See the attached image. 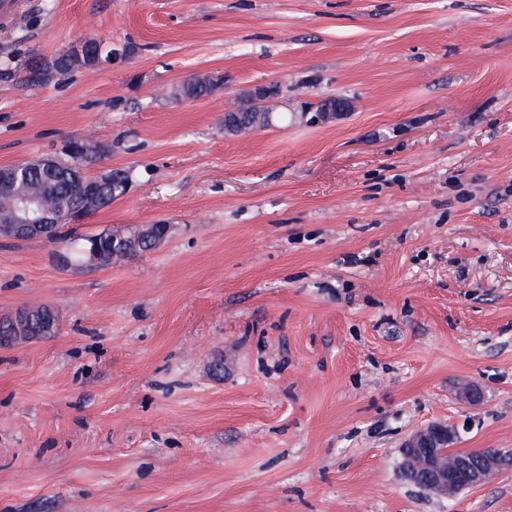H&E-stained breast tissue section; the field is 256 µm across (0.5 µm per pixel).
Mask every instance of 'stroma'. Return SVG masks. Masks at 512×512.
I'll return each instance as SVG.
<instances>
[{"label":"stroma","instance_id":"1","mask_svg":"<svg viewBox=\"0 0 512 512\" xmlns=\"http://www.w3.org/2000/svg\"><path fill=\"white\" fill-rule=\"evenodd\" d=\"M80 40L128 55L23 82ZM270 83L350 109L225 133ZM85 138L132 182L73 234L170 232L104 268L0 241V316L60 325L0 348V512H512V463L450 498L400 474L432 422L512 460V0H29L0 166Z\"/></svg>","mask_w":512,"mask_h":512}]
</instances>
